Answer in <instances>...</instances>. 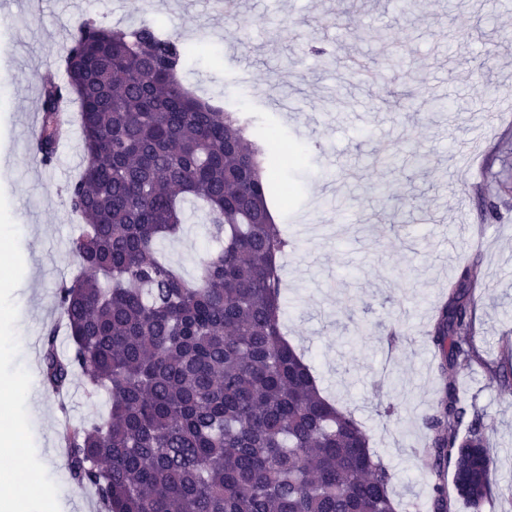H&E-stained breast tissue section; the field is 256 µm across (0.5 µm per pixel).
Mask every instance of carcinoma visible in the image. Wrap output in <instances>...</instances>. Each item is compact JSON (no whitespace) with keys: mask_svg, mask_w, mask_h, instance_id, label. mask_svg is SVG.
<instances>
[{"mask_svg":"<svg viewBox=\"0 0 512 512\" xmlns=\"http://www.w3.org/2000/svg\"><path fill=\"white\" fill-rule=\"evenodd\" d=\"M186 41L149 20L112 29L86 19L70 32L64 77L42 87L38 153L55 160L61 102L79 107L83 170L65 204L81 221L78 271L58 289L71 342L44 339L48 390L76 376L110 394L105 419L61 433L71 478L100 512H397L391 474L353 415L321 394L281 328L280 267L291 241L268 202L279 164L241 112L182 82ZM206 210L211 241L199 277L163 262L157 244ZM474 266L449 285L430 332L441 396L425 416L427 465L451 471L479 512L497 484L483 417L453 371L476 358ZM431 512H448L433 485Z\"/></svg>","mask_w":512,"mask_h":512,"instance_id":"cac0c4a2","label":"carcinoma"}]
</instances>
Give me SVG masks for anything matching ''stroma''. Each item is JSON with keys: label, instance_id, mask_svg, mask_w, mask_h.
I'll use <instances>...</instances> for the list:
<instances>
[{"label": "stroma", "instance_id": "35a3bbf8", "mask_svg": "<svg viewBox=\"0 0 512 512\" xmlns=\"http://www.w3.org/2000/svg\"><path fill=\"white\" fill-rule=\"evenodd\" d=\"M10 2L11 20H0V252L16 254L22 270L0 284V380L37 377L19 411L25 453L15 466L36 489L30 512L52 500L99 512L53 441L68 423L107 415L108 397L88 396L78 378L61 402L40 378L47 330L59 351L70 345L57 292L75 270L69 242L80 222L63 200L83 158L62 150L43 167L20 146L80 17L112 27L147 19L180 33L191 49L187 86L254 114L259 131L299 156L277 169L288 197L271 203L293 242L280 271L284 330L323 394L369 436L400 512L432 495L422 418L442 383L426 334L449 282L478 266L479 354L457 368L456 383L483 413L497 461L481 512H512V392L491 378L512 337V0H241L231 18L207 0ZM285 20L296 32L281 31ZM278 96L291 111L275 107ZM440 98L455 111L438 110ZM415 151L428 167L412 165ZM186 216L158 249L193 280L209 237L200 211Z\"/></svg>", "mask_w": 512, "mask_h": 512}]
</instances>
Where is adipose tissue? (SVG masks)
<instances>
[{
    "instance_id": "ef3b65f1",
    "label": "adipose tissue",
    "mask_w": 512,
    "mask_h": 512,
    "mask_svg": "<svg viewBox=\"0 0 512 512\" xmlns=\"http://www.w3.org/2000/svg\"><path fill=\"white\" fill-rule=\"evenodd\" d=\"M26 387L22 376L0 383V512H18L23 497V487L10 462L21 435L16 411Z\"/></svg>"
}]
</instances>
